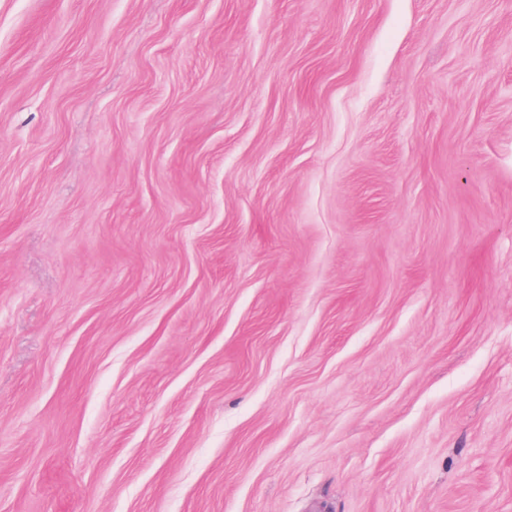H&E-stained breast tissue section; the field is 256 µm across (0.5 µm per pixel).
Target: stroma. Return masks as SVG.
I'll use <instances>...</instances> for the list:
<instances>
[{
	"label": "stroma",
	"instance_id": "35a3bbf8",
	"mask_svg": "<svg viewBox=\"0 0 512 512\" xmlns=\"http://www.w3.org/2000/svg\"><path fill=\"white\" fill-rule=\"evenodd\" d=\"M0 512H512V0H0Z\"/></svg>",
	"mask_w": 512,
	"mask_h": 512
}]
</instances>
